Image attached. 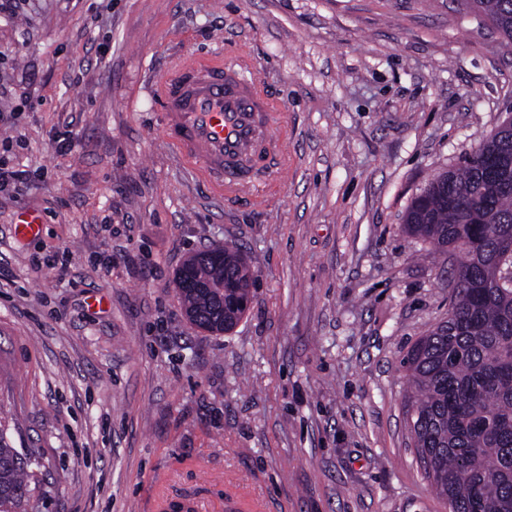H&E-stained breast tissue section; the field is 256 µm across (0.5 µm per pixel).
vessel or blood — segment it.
<instances>
[{"label": "vessel or blood", "mask_w": 512, "mask_h": 512, "mask_svg": "<svg viewBox=\"0 0 512 512\" xmlns=\"http://www.w3.org/2000/svg\"><path fill=\"white\" fill-rule=\"evenodd\" d=\"M163 130L178 160L213 192L247 191L245 169L258 154L282 156L272 134L276 107L260 85L220 55H191L175 61L155 83ZM38 211L20 213L14 233L37 237Z\"/></svg>", "instance_id": "obj_1"}]
</instances>
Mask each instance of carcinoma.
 <instances>
[{"mask_svg":"<svg viewBox=\"0 0 512 512\" xmlns=\"http://www.w3.org/2000/svg\"><path fill=\"white\" fill-rule=\"evenodd\" d=\"M512 39V0H470ZM407 233L460 255L459 289L448 331L433 328L402 358L423 420L416 434L432 454L426 470L449 512H512V257L498 239L512 236V131L498 130L463 164L427 184L408 207ZM198 275L227 286L224 327L185 282ZM254 272L241 252L224 245V262L188 258L177 283L186 315L199 314L207 331H232L246 308L232 309ZM503 281L501 288L486 283ZM38 452L10 447L0 437V512H26L38 488Z\"/></svg>","mask_w":512,"mask_h":512,"instance_id":"cac0c4a2","label":"carcinoma"}]
</instances>
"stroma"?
<instances>
[{"label": "stroma", "instance_id": "1", "mask_svg": "<svg viewBox=\"0 0 512 512\" xmlns=\"http://www.w3.org/2000/svg\"><path fill=\"white\" fill-rule=\"evenodd\" d=\"M215 51L286 141L247 203L176 161L150 97ZM0 110V164L29 176L0 193V419L40 453L34 512H448L401 360L452 262L404 216L512 113L511 40L464 0H18ZM218 242L255 268L223 335L175 286ZM42 216L38 211L25 210L20 213L18 222L14 224V233L20 239L37 237L42 229Z\"/></svg>", "mask_w": 512, "mask_h": 512}]
</instances>
